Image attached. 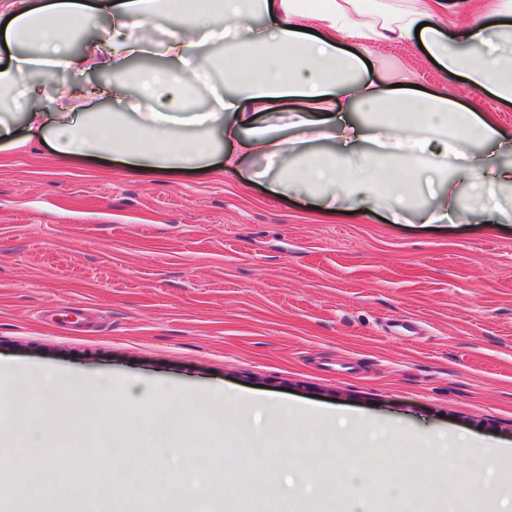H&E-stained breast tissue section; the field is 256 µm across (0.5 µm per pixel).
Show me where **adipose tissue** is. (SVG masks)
<instances>
[{"label": "adipose tissue", "mask_w": 512, "mask_h": 512, "mask_svg": "<svg viewBox=\"0 0 512 512\" xmlns=\"http://www.w3.org/2000/svg\"><path fill=\"white\" fill-rule=\"evenodd\" d=\"M442 0H0L6 44H29L34 56L17 58L0 71V93L18 92L21 118L31 138L63 159L100 154L147 173L194 172L223 154L224 169L246 160H267L276 175L274 194L300 186L326 209L344 203L353 211L387 208L392 216L415 212L424 224L448 218L464 223L485 212L487 198L512 189V164L496 161L512 148V133L493 118L462 105L447 90L418 94L364 80L360 52L340 47L396 35L418 37L432 59L473 88L512 102V0H499L488 17L449 26ZM180 26L168 47L176 69L125 71V60L142 54L149 21L163 12ZM106 14L111 27L84 52L71 48V34L90 16ZM263 17L254 25L255 17ZM317 34L302 31L304 21ZM224 47V92L208 111H195L192 88L209 73L199 51L200 33ZM111 71L108 82H88L40 106L46 70ZM133 101L136 117L124 112H85L82 104ZM300 103L287 121L282 107ZM320 140L331 150L316 149ZM456 166L468 181L471 203L458 204ZM437 186L435 203L423 207L424 186ZM15 415L0 424V447L14 448L26 434L34 406L52 405L61 392L76 396L81 377L57 374L43 380L34 368L0 361ZM165 416L149 432L143 449L155 472L165 470V450L182 429L187 396L164 389ZM71 412H63L30 465L28 482L13 498L14 512H28L37 499L51 512H84L77 488L52 483L56 449L75 447Z\"/></svg>", "instance_id": "obj_1"}]
</instances>
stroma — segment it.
Returning <instances> with one entry per match:
<instances>
[{
	"mask_svg": "<svg viewBox=\"0 0 512 512\" xmlns=\"http://www.w3.org/2000/svg\"><path fill=\"white\" fill-rule=\"evenodd\" d=\"M365 79L407 70L423 91L448 88L512 132V104L478 93L432 63L418 39L369 41ZM264 163L235 173L129 171L98 158L59 160L43 143L0 151V357L112 379L116 406L81 405L100 447L138 445L161 402L141 391L247 393L394 426L409 450L374 436L369 474L398 485L330 489L353 454L327 424L286 434L264 410L198 403L173 441L168 475L149 491L110 483L112 512H164L188 464L222 487L209 512H293L297 477L316 490L312 512H446L472 491L477 512H512L480 440L512 448V208L494 223L394 224L385 210L319 213L297 187L271 196ZM453 446L444 466L422 464L423 435ZM196 448L190 459L188 448ZM60 482L93 499L110 472L83 448L57 453ZM253 475L259 496L225 469ZM425 484L433 498L419 497Z\"/></svg>",
	"mask_w": 512,
	"mask_h": 512,
	"instance_id": "stroma-1",
	"label": "stroma"
}]
</instances>
